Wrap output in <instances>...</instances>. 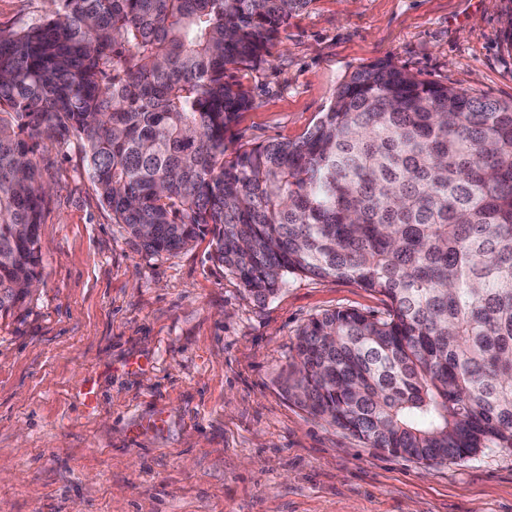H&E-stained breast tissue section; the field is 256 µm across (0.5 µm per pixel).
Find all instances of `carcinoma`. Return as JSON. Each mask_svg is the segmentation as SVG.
<instances>
[{"label": "carcinoma", "mask_w": 512, "mask_h": 512, "mask_svg": "<svg viewBox=\"0 0 512 512\" xmlns=\"http://www.w3.org/2000/svg\"><path fill=\"white\" fill-rule=\"evenodd\" d=\"M0 29V314L40 277L39 142L71 133L112 223L143 250L208 234L260 304L290 275L389 302L297 335L287 387L372 448L427 464L512 448V103L354 72L297 140L225 154L268 62L311 0H60Z\"/></svg>", "instance_id": "obj_1"}]
</instances>
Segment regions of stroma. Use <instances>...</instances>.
Segmentation results:
<instances>
[{
	"label": "stroma",
	"instance_id": "35a3bbf8",
	"mask_svg": "<svg viewBox=\"0 0 512 512\" xmlns=\"http://www.w3.org/2000/svg\"><path fill=\"white\" fill-rule=\"evenodd\" d=\"M55 0H0V28ZM512 0H312L269 63L239 73L252 105L228 152L301 137L357 70L512 102ZM49 195L41 276L0 315V512H512V451L428 465L369 447L285 391L296 333L385 297L288 276L256 303L210 238L150 255L114 224L76 137L39 143Z\"/></svg>",
	"mask_w": 512,
	"mask_h": 512
}]
</instances>
